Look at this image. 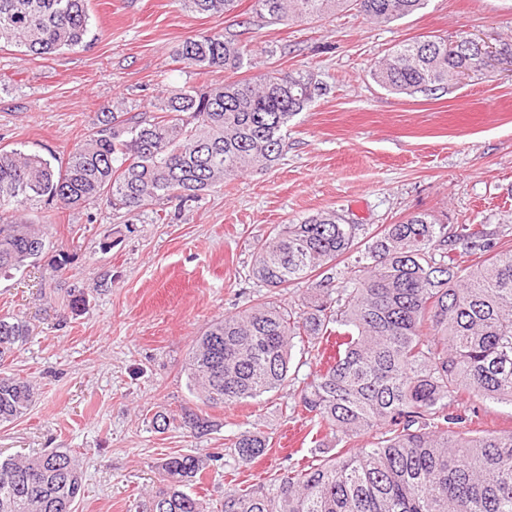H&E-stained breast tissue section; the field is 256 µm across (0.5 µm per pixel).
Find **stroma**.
I'll return each instance as SVG.
<instances>
[{"label": "stroma", "instance_id": "obj_1", "mask_svg": "<svg viewBox=\"0 0 512 512\" xmlns=\"http://www.w3.org/2000/svg\"><path fill=\"white\" fill-rule=\"evenodd\" d=\"M239 0L230 15H198L178 0H89L91 33L82 47L41 58L0 43V147L65 158L91 133L95 112L117 100L150 112L161 92L209 84L174 57L189 36L240 35L267 69L313 73L323 90L288 124L277 165L244 174L202 196L192 210L157 222L103 205L61 209L28 204L69 259L63 276L47 260L0 278V316L29 322L33 334L0 363L38 395L24 417L0 425V456L52 448L78 453L86 474L75 512H135L174 454L213 455L190 491L216 505L297 461L332 451L312 440L293 411L319 368L302 342L292 349L289 383L246 404L210 408L194 397L185 365L215 319L263 302L297 300L306 284L280 292L253 277V248L281 224L334 209L361 225V239L408 214L428 211L451 224H483L512 239V68L494 64L432 94L408 96L376 85L371 66L398 43L467 36L512 43V0H429L417 13L379 25L345 8L322 21L269 25ZM107 276L110 288L95 283ZM86 303L61 312L72 285ZM191 410L216 421L196 436L177 418ZM170 416L154 428L156 413ZM271 446L244 462L242 431Z\"/></svg>", "mask_w": 512, "mask_h": 512}]
</instances>
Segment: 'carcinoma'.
Masks as SVG:
<instances>
[{
	"mask_svg": "<svg viewBox=\"0 0 512 512\" xmlns=\"http://www.w3.org/2000/svg\"><path fill=\"white\" fill-rule=\"evenodd\" d=\"M197 14L230 12L239 0H182ZM427 0H255L268 24L320 19L352 7L375 23L424 8ZM88 0H0V41L48 57L86 43ZM249 50L222 33L195 35L176 58L201 74L237 73ZM462 70L479 71L467 51L448 55L430 36L395 46L370 70L381 88L414 95L445 89ZM320 91L314 75L270 70L204 89L163 94L146 120L125 102L95 115V131L64 160L0 149V274L20 271L49 244L21 217L32 202L61 207L105 204L138 215L164 201L184 211L206 192L253 169L276 165L284 130ZM360 225L336 210L283 224L254 246L253 276L269 288L305 283L312 301L258 303L211 323L185 366L189 390L212 408L255 400L288 382L295 338L335 354L300 390L301 414L347 447L292 466L269 482L224 492L220 512H512V430L468 427L485 400L512 406V244L477 224H445L417 212L366 242ZM486 253L479 265L458 258ZM344 269L337 270V265ZM30 336L17 317H0V361ZM36 387L0 377V423L25 416ZM467 396L469 414L448 405ZM202 435L211 421L181 414ZM372 430L371 447H357ZM269 438L241 432L238 458L264 455ZM209 458L163 459L162 487L143 512H210L188 489ZM84 470L71 451L0 458V512H73Z\"/></svg>",
	"mask_w": 512,
	"mask_h": 512,
	"instance_id": "cac0c4a2",
	"label": "carcinoma"
}]
</instances>
